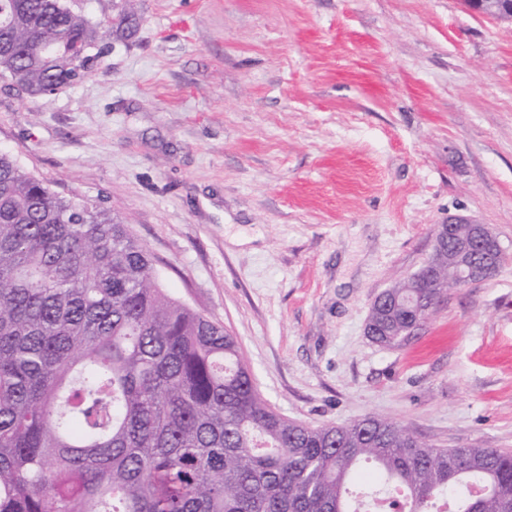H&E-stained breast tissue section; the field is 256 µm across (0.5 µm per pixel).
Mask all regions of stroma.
Instances as JSON below:
<instances>
[{
	"instance_id": "obj_1",
	"label": "stroma",
	"mask_w": 512,
	"mask_h": 512,
	"mask_svg": "<svg viewBox=\"0 0 512 512\" xmlns=\"http://www.w3.org/2000/svg\"><path fill=\"white\" fill-rule=\"evenodd\" d=\"M73 6L111 24L109 50L52 94L0 77V149L103 198L283 417L512 452V20L466 0ZM451 219L489 225L510 261L373 342V300Z\"/></svg>"
}]
</instances>
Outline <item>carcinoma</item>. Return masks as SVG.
Segmentation results:
<instances>
[{
	"instance_id": "1",
	"label": "carcinoma",
	"mask_w": 512,
	"mask_h": 512,
	"mask_svg": "<svg viewBox=\"0 0 512 512\" xmlns=\"http://www.w3.org/2000/svg\"><path fill=\"white\" fill-rule=\"evenodd\" d=\"M106 26L70 0H0V76L79 81ZM448 250L386 290L396 345L448 281ZM370 464L360 501L350 485ZM512 512V454L435 448L369 415L310 427L257 391L238 341L162 288L100 200L67 198L0 151V512Z\"/></svg>"
}]
</instances>
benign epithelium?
I'll list each match as a JSON object with an SVG mask.
<instances>
[{
  "instance_id": "benign-epithelium-1",
  "label": "benign epithelium",
  "mask_w": 512,
  "mask_h": 512,
  "mask_svg": "<svg viewBox=\"0 0 512 512\" xmlns=\"http://www.w3.org/2000/svg\"><path fill=\"white\" fill-rule=\"evenodd\" d=\"M469 4L477 12H489L494 4V14L512 17V2L506 5L504 0H469ZM504 261V249L489 225L473 223L470 240L458 244L455 252L448 255V278L459 287L486 281Z\"/></svg>"
}]
</instances>
